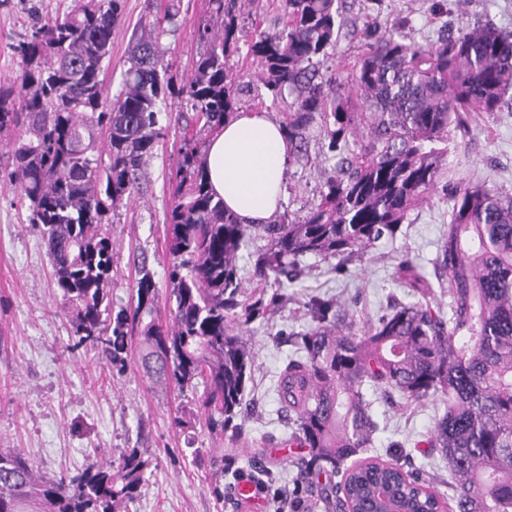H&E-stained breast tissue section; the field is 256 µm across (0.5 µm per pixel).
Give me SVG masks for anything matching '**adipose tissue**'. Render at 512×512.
Masks as SVG:
<instances>
[{
    "instance_id": "obj_1",
    "label": "adipose tissue",
    "mask_w": 512,
    "mask_h": 512,
    "mask_svg": "<svg viewBox=\"0 0 512 512\" xmlns=\"http://www.w3.org/2000/svg\"><path fill=\"white\" fill-rule=\"evenodd\" d=\"M209 187L244 224H266L282 209L290 146L267 112L228 119L204 149Z\"/></svg>"
}]
</instances>
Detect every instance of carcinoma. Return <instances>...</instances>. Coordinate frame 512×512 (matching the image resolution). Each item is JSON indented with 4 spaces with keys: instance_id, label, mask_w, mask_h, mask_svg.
<instances>
[{
    "instance_id": "cac0c4a2",
    "label": "carcinoma",
    "mask_w": 512,
    "mask_h": 512,
    "mask_svg": "<svg viewBox=\"0 0 512 512\" xmlns=\"http://www.w3.org/2000/svg\"><path fill=\"white\" fill-rule=\"evenodd\" d=\"M170 0L163 21L134 36L120 91L104 94V64L120 0H78L71 10L35 16L12 45L20 82L0 85V133L9 180L28 203V222L48 248L63 293L68 349L94 351L118 373L128 354L152 384L192 394L193 408L175 429L197 426L236 445L250 415L247 383L254 362L242 329L270 321L282 296L267 288L302 273L312 255L346 270L383 238L395 239L413 207L433 193L448 199V233L437 249L438 285L408 255L398 278L416 301L395 304L357 335L347 330L349 305L312 295L303 303L311 326L286 336L293 355L277 390L306 449L296 485L312 475L340 477L337 512H376L369 495L391 487L408 512H512V197L484 183L448 180L444 146L475 112L500 110L512 89V34L489 22L435 41L406 42L396 28L365 32L352 82L365 111L336 94V74L323 70L336 45L342 0H280L281 28H262L260 0H207L194 34V70L175 86L161 38L180 13ZM257 69L243 84L231 60L241 45ZM285 105L282 121L292 156L320 129L324 159H338L319 203L298 220L242 224L209 188L201 155L208 138L238 112ZM184 122V145L170 177L165 307L146 264L138 266L126 305L116 308L107 284L113 244L110 214L139 192L163 120ZM366 128L369 142L343 156L349 137ZM266 244L249 254L251 289L238 266L249 228ZM448 297V312L442 297ZM398 397V406L443 404L428 446L448 460L451 495L440 502L430 483L400 462L378 457L345 463L372 446L378 423L366 389ZM145 450L119 462L103 453L75 475L48 476L18 448H0V512H119L146 482ZM224 497V455L195 454Z\"/></svg>"
}]
</instances>
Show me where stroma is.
Wrapping results in <instances>:
<instances>
[{
    "label": "stroma",
    "instance_id": "35a3bbf8",
    "mask_svg": "<svg viewBox=\"0 0 512 512\" xmlns=\"http://www.w3.org/2000/svg\"><path fill=\"white\" fill-rule=\"evenodd\" d=\"M447 3L451 28L481 20L512 33V0ZM166 4L167 0H122L112 32V63L103 73L109 94L120 88L132 32L162 16ZM73 5V0H0L1 84L19 80L21 67L11 46L27 33L32 18L62 13ZM205 9L206 0H182L177 27L161 39L174 78L189 71L197 57L194 28ZM404 14L413 19L406 31L408 40L421 43L434 35L438 22L428 0H382L377 11L365 9L362 0H346L343 26L328 61L343 94L354 91L349 72L362 51L360 32L369 25L391 26ZM182 145L180 128L169 124L146 164L139 194L113 218L109 286L114 305L127 303L140 263H147L158 289L167 285L169 177ZM448 145L449 178L483 182L512 196V107L475 115L468 132L449 133ZM309 155L308 164L291 165L287 172L283 207L293 220L317 201L327 176L318 142L310 143ZM7 173L0 158V448L23 449L30 462L49 475L80 471L101 449L115 458L127 448L151 449L146 484L126 512H272L271 500L241 499L238 485L249 480L294 487L295 461L303 454L288 442L291 430L276 393L277 376L292 349L276 344L274 333L310 325L302 304L312 294L351 301L357 329L381 314L388 301H412L398 280V256L408 254L425 277H433L432 261L449 223L448 202L436 193L414 209L396 240L378 242L364 262L349 264L346 273L330 271L327 263L313 256L304 258V275L282 287L284 305L273 324L257 320L249 326L256 353L250 393L254 415L246 447L224 459V496L218 499L211 492L208 473L193 461L195 450L213 446L207 431L179 434L170 427L182 402L176 390L151 384L137 365L116 375L92 355L68 351L69 325L47 247L37 227L26 223V205L11 190ZM373 413L380 429L367 456L405 463L438 492L448 494V465L431 454L426 443L434 427L433 407L398 410L378 400Z\"/></svg>",
    "mask_w": 512,
    "mask_h": 512
}]
</instances>
